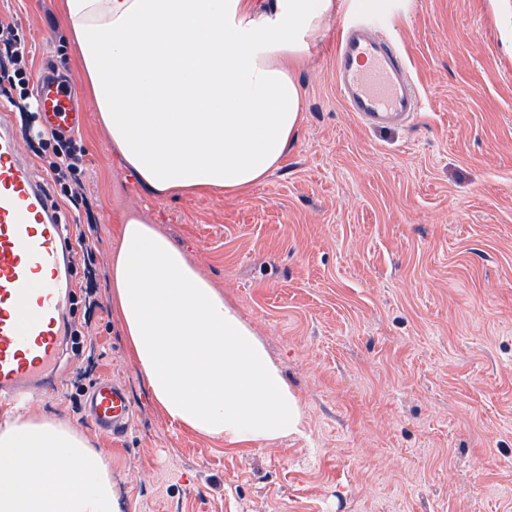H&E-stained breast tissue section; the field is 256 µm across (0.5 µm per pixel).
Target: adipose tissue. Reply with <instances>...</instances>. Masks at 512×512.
I'll list each match as a JSON object with an SVG mask.
<instances>
[{"instance_id": "obj_1", "label": "adipose tissue", "mask_w": 512, "mask_h": 512, "mask_svg": "<svg viewBox=\"0 0 512 512\" xmlns=\"http://www.w3.org/2000/svg\"><path fill=\"white\" fill-rule=\"evenodd\" d=\"M338 0H60L57 25L122 167L158 196H237L280 168L299 70ZM112 309L172 423L248 446L300 434L279 364L185 252L124 217ZM0 512H119L109 460L66 421H0Z\"/></svg>"}]
</instances>
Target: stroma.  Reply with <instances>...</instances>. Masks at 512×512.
<instances>
[{"mask_svg": "<svg viewBox=\"0 0 512 512\" xmlns=\"http://www.w3.org/2000/svg\"><path fill=\"white\" fill-rule=\"evenodd\" d=\"M341 7L300 72L286 163L242 198L152 195L77 92L86 172L67 224L93 227L77 263L93 379L122 385L128 434L103 436L70 396L79 354L28 415L58 418L112 464L120 512H512V0H406L386 26L421 91L408 126L367 128L336 90ZM59 0H0L33 72L81 78L55 32ZM0 43V120L44 146ZM137 213L249 321L304 409L301 434L239 448L172 424L112 314L121 216Z\"/></svg>", "mask_w": 512, "mask_h": 512, "instance_id": "stroma-1", "label": "stroma"}]
</instances>
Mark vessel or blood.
Here are the masks:
<instances>
[{"instance_id":"vessel-or-blood-1","label":"vessel or blood","mask_w":512,"mask_h":512,"mask_svg":"<svg viewBox=\"0 0 512 512\" xmlns=\"http://www.w3.org/2000/svg\"><path fill=\"white\" fill-rule=\"evenodd\" d=\"M336 89L368 127L408 125L423 108L407 65L374 17L353 18L336 45ZM52 126L79 125L72 86L52 73L36 79ZM74 251L61 213L37 182L9 131H0V405H21L54 383L66 354ZM89 418L105 435H124L132 409L125 389L99 380Z\"/></svg>"}]
</instances>
